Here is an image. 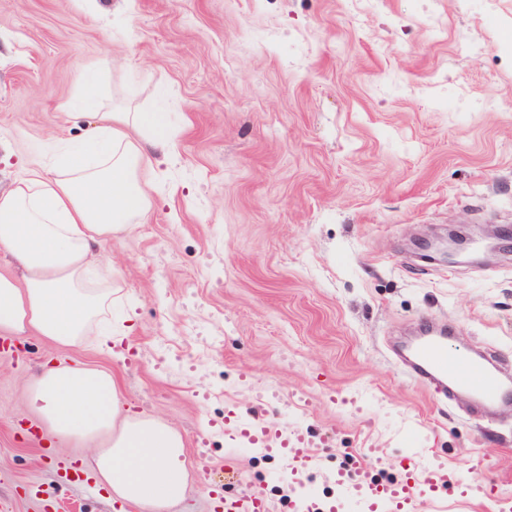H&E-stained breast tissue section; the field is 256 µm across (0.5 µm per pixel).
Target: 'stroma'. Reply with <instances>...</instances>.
I'll return each mask as SVG.
<instances>
[{
	"label": "stroma",
	"mask_w": 512,
	"mask_h": 512,
	"mask_svg": "<svg viewBox=\"0 0 512 512\" xmlns=\"http://www.w3.org/2000/svg\"><path fill=\"white\" fill-rule=\"evenodd\" d=\"M90 76L114 108L167 113L173 146L140 174V224L99 251L127 336L65 355L182 434L192 478L166 512L248 490L272 512L330 504L370 448V479H401L410 452L482 476L512 512V410L469 416L392 355L427 320L449 349L512 364V260L430 263L412 245L512 225V0H0V191L82 139ZM17 344L0 352V512H116L59 476L84 449L26 434V378L53 350ZM228 412L306 435L310 468L275 480L287 457L231 440Z\"/></svg>",
	"instance_id": "35a3bbf8"
}]
</instances>
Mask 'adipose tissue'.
Wrapping results in <instances>:
<instances>
[{
  "label": "adipose tissue",
  "instance_id": "ef3b65f1",
  "mask_svg": "<svg viewBox=\"0 0 512 512\" xmlns=\"http://www.w3.org/2000/svg\"><path fill=\"white\" fill-rule=\"evenodd\" d=\"M94 118L51 176L29 175L0 194V250L17 269L0 275V335L34 334L65 350L95 330L107 342L128 330L105 321L115 290L97 273L94 249L148 211L140 173L171 141L161 112L108 109ZM24 399L51 432L88 448L108 496L158 512L184 499L182 435L160 417L129 414L109 372L45 366L29 377Z\"/></svg>",
  "mask_w": 512,
  "mask_h": 512
}]
</instances>
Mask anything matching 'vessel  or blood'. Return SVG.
<instances>
[{
    "instance_id": "1",
    "label": "vessel or blood",
    "mask_w": 512,
    "mask_h": 512,
    "mask_svg": "<svg viewBox=\"0 0 512 512\" xmlns=\"http://www.w3.org/2000/svg\"><path fill=\"white\" fill-rule=\"evenodd\" d=\"M404 364L407 375L417 385L458 393L483 410L512 406V368L487 351H449L446 330L423 326L408 345ZM224 430L234 439L287 456L291 474H299L312 463L304 436L288 439L264 426L241 422L231 414L224 418ZM367 470L368 463L362 460L353 473L337 472L336 482L343 495L329 506L328 512H348L354 502L364 504L367 512H420L426 500L444 494L478 498L490 512L503 509V501L492 485L480 478L464 482L433 468L422 475L407 471L398 482H374L368 479ZM224 512H270V505L261 492L250 491L225 501Z\"/></svg>"
}]
</instances>
